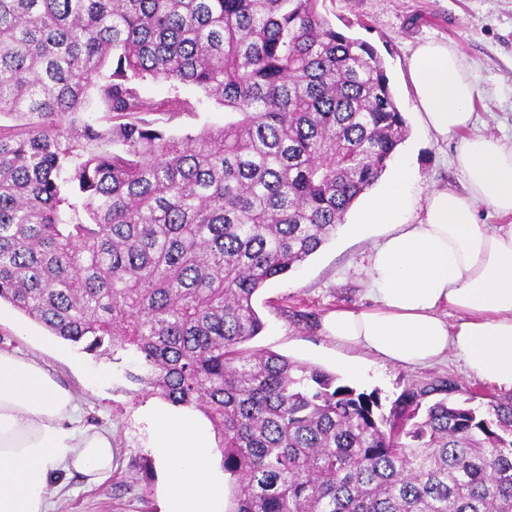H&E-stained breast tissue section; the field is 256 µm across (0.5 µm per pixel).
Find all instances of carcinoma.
Segmentation results:
<instances>
[{"label":"carcinoma","mask_w":512,"mask_h":512,"mask_svg":"<svg viewBox=\"0 0 512 512\" xmlns=\"http://www.w3.org/2000/svg\"><path fill=\"white\" fill-rule=\"evenodd\" d=\"M319 0H0V302L201 411L227 512H512V403L378 395L246 344L406 135L383 59ZM151 79L231 118L176 137ZM108 115V122L92 117Z\"/></svg>","instance_id":"cac0c4a2"}]
</instances>
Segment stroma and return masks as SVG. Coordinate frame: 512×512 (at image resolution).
<instances>
[{
	"instance_id": "obj_1",
	"label": "stroma",
	"mask_w": 512,
	"mask_h": 512,
	"mask_svg": "<svg viewBox=\"0 0 512 512\" xmlns=\"http://www.w3.org/2000/svg\"><path fill=\"white\" fill-rule=\"evenodd\" d=\"M320 11L352 37L370 42L381 55L394 99L403 112L408 134L396 154L413 168L410 187L412 218H420L428 193L435 188L462 189L455 164L456 145L436 141L422 123L407 62L422 43L452 45L474 75L479 95L474 102V133L493 135L512 144V0H321ZM141 96L161 102L177 95L195 103L191 114H162L158 121L180 136L223 126V107L205 99L193 85L143 81ZM366 198L348 212L344 224L306 263L268 283L254 297L265 327L250 348L272 351L318 366L358 390L378 392L391 408L408 389L423 391V404L441 398L461 401L476 393L478 404L508 402L512 391L468 376L451 361L409 369L382 363L372 355L337 346L321 329L323 316L337 308L368 305L364 290L367 256L385 229L374 225L360 235L350 230ZM18 351L46 365L70 389L83 422L112 433L115 461L109 477L87 481L76 472H57L51 485L54 512H162L163 472L151 448L149 410L164 407L158 396L128 378L135 362L126 352L94 357L50 336L10 304L0 305V351ZM365 373L350 379L346 364Z\"/></svg>"
}]
</instances>
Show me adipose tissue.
Instances as JSON below:
<instances>
[{"instance_id": "adipose-tissue-1", "label": "adipose tissue", "mask_w": 512, "mask_h": 512, "mask_svg": "<svg viewBox=\"0 0 512 512\" xmlns=\"http://www.w3.org/2000/svg\"><path fill=\"white\" fill-rule=\"evenodd\" d=\"M407 72L427 131L458 140L464 190L437 189L410 218L413 171L400 165L355 225L388 232L373 248L361 309L327 314L337 345L405 368L460 361L470 376L512 390V224L478 221L479 205L512 215V144L469 136L479 94L449 44L422 43ZM152 446L165 473V512H223L224 476L203 424L153 410ZM74 394L40 363L0 352V512H49L54 471L97 480L112 469V435L78 427Z\"/></svg>"}]
</instances>
